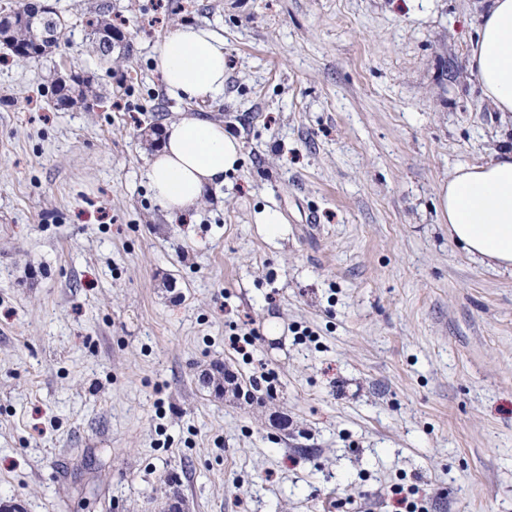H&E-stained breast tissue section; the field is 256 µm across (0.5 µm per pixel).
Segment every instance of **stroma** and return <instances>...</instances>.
Listing matches in <instances>:
<instances>
[{
	"label": "stroma",
	"mask_w": 512,
	"mask_h": 512,
	"mask_svg": "<svg viewBox=\"0 0 512 512\" xmlns=\"http://www.w3.org/2000/svg\"><path fill=\"white\" fill-rule=\"evenodd\" d=\"M47 2L57 48L0 45V500L391 512L417 483L429 512H512V274L435 208L457 166L512 147L468 67L479 0H111L129 46L108 68L97 0ZM181 24L224 38L218 99L166 88ZM71 73L97 98L62 110ZM181 112L223 121L242 160L171 219L145 171ZM271 318L243 360L233 325ZM218 367L276 394H221ZM109 10L104 7L95 8L89 11L86 26L90 29L88 34L92 36V45L99 56L101 61L112 65V59H103L99 55V48L102 43L106 41H112V39H121L124 37L123 31L120 28H116L112 25V20L109 19Z\"/></svg>",
	"instance_id": "1"
}]
</instances>
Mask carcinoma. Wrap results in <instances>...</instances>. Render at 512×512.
Returning <instances> with one entry per match:
<instances>
[{
	"instance_id": "obj_1",
	"label": "carcinoma",
	"mask_w": 512,
	"mask_h": 512,
	"mask_svg": "<svg viewBox=\"0 0 512 512\" xmlns=\"http://www.w3.org/2000/svg\"><path fill=\"white\" fill-rule=\"evenodd\" d=\"M86 26L96 51L102 43L123 37V31L112 25L109 10L103 7L89 11ZM67 28V20L57 12L42 15L19 8L0 16V43L7 46L14 56L33 60L44 56L58 44L65 37ZM71 81L69 86L52 85L51 93L57 104L71 107L87 100L91 82L80 75L72 76Z\"/></svg>"
}]
</instances>
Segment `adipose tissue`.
<instances>
[{
    "instance_id": "ef3b65f1",
    "label": "adipose tissue",
    "mask_w": 512,
    "mask_h": 512,
    "mask_svg": "<svg viewBox=\"0 0 512 512\" xmlns=\"http://www.w3.org/2000/svg\"><path fill=\"white\" fill-rule=\"evenodd\" d=\"M157 67L174 96L217 99L224 93V38L207 27H177L161 44ZM469 69L491 108L512 114V0H489L479 13ZM240 154V142L221 123L184 112L164 127L147 178L164 210L181 216L205 191L223 186ZM436 210L473 261L512 272V151L457 166L439 186Z\"/></svg>"
}]
</instances>
